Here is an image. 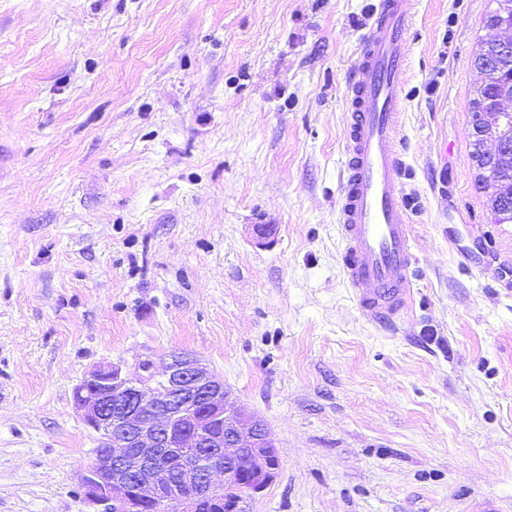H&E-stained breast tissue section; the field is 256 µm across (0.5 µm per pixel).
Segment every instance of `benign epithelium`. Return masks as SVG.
<instances>
[{"label":"benign epithelium","mask_w":512,"mask_h":512,"mask_svg":"<svg viewBox=\"0 0 512 512\" xmlns=\"http://www.w3.org/2000/svg\"><path fill=\"white\" fill-rule=\"evenodd\" d=\"M162 383L153 362L129 372L120 365L92 368L74 391V404L100 436L83 476L86 499L104 512H198L202 499L241 497L228 506L243 512L279 466L276 445L258 418L234 407L224 383L189 354H172Z\"/></svg>","instance_id":"obj_1"}]
</instances>
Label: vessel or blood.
I'll return each instance as SVG.
<instances>
[{
    "mask_svg": "<svg viewBox=\"0 0 512 512\" xmlns=\"http://www.w3.org/2000/svg\"><path fill=\"white\" fill-rule=\"evenodd\" d=\"M404 0L372 10L346 81L348 122L338 231L348 287L365 317L393 324L414 286L409 168L401 151V112L410 18Z\"/></svg>",
    "mask_w": 512,
    "mask_h": 512,
    "instance_id": "b4317fda",
    "label": "vessel or blood"
}]
</instances>
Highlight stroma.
I'll return each mask as SVG.
<instances>
[{"label": "stroma", "mask_w": 512, "mask_h": 512, "mask_svg": "<svg viewBox=\"0 0 512 512\" xmlns=\"http://www.w3.org/2000/svg\"><path fill=\"white\" fill-rule=\"evenodd\" d=\"M379 0H0V512H101L93 367L196 355L266 425L246 512H512V223L472 157L492 0H408L419 273L360 312L346 77Z\"/></svg>", "instance_id": "stroma-1"}]
</instances>
